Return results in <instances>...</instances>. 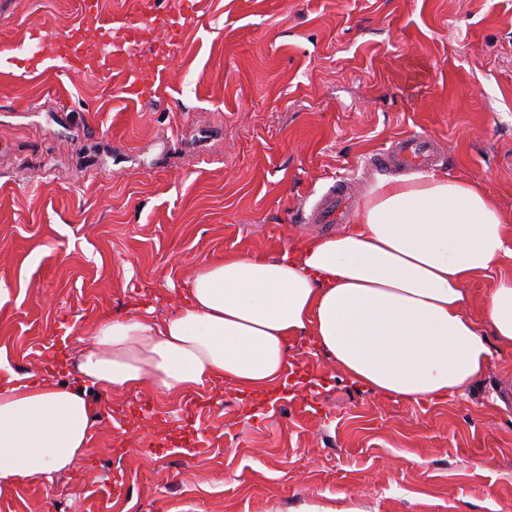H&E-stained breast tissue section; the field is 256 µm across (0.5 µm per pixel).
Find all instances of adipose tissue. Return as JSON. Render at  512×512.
<instances>
[{"mask_svg": "<svg viewBox=\"0 0 512 512\" xmlns=\"http://www.w3.org/2000/svg\"><path fill=\"white\" fill-rule=\"evenodd\" d=\"M512 257L504 217L477 182L430 172L380 182L346 231L269 259L239 253L197 269L171 315H104L78 370L83 384H145L176 396L219 382L260 397L284 387L288 347L308 337L371 394L428 407L512 350ZM492 276L480 316L470 283ZM81 386L0 378V489L52 479L84 456Z\"/></svg>", "mask_w": 512, "mask_h": 512, "instance_id": "ef3b65f1", "label": "adipose tissue"}]
</instances>
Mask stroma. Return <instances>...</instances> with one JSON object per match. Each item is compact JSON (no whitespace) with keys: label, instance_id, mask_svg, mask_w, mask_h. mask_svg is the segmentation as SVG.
<instances>
[{"label":"stroma","instance_id":"stroma-1","mask_svg":"<svg viewBox=\"0 0 512 512\" xmlns=\"http://www.w3.org/2000/svg\"><path fill=\"white\" fill-rule=\"evenodd\" d=\"M82 20L77 0H0V46ZM439 139L512 234V0H201L150 103L88 74L0 66V367L74 383L105 314L179 307L197 268L270 259L366 159ZM294 385L257 405L221 383L90 389L88 453L0 490V512H300L363 492L371 512L512 503V351L426 408L365 393L300 339Z\"/></svg>","mask_w":512,"mask_h":512}]
</instances>
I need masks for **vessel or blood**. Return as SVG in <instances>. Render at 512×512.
<instances>
[{
  "instance_id": "b4317fda",
  "label": "vessel or blood",
  "mask_w": 512,
  "mask_h": 512,
  "mask_svg": "<svg viewBox=\"0 0 512 512\" xmlns=\"http://www.w3.org/2000/svg\"><path fill=\"white\" fill-rule=\"evenodd\" d=\"M104 0H81L85 16L101 20L108 18V25L88 32L79 28L54 34L33 28L26 54L16 58L15 64L29 72L37 71L47 60L54 61L67 73L94 72L104 85H111L115 60L131 55L138 47L145 27L160 29L162 38L152 48L153 80L162 82L166 73L168 55L178 44L197 13L195 0H178L175 10L157 14L153 0H114L111 16L103 14ZM119 23L133 31L128 43H117L110 38L111 24ZM441 147L430 136L412 133L390 143L388 147L369 158L370 166L377 169H413L426 167L439 161ZM350 189L346 181L332 185L317 200L311 217L318 224H340L349 215Z\"/></svg>"
}]
</instances>
